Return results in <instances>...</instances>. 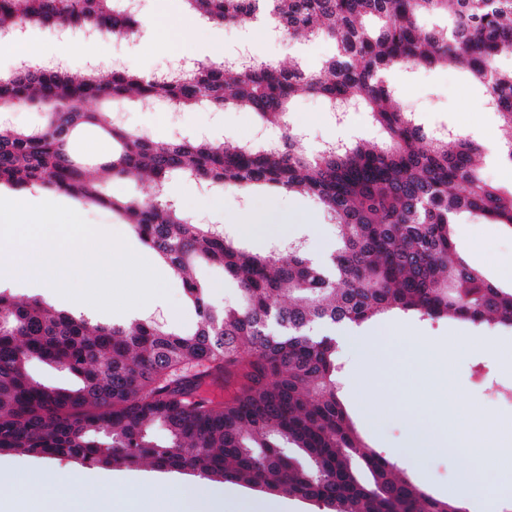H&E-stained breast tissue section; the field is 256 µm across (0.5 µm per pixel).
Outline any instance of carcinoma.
<instances>
[{
  "label": "carcinoma",
  "instance_id": "1",
  "mask_svg": "<svg viewBox=\"0 0 512 512\" xmlns=\"http://www.w3.org/2000/svg\"><path fill=\"white\" fill-rule=\"evenodd\" d=\"M217 25L277 22L283 34L326 39L315 70L264 61L229 69L201 62L170 78L114 69L72 76L60 68L0 77V109L43 113L34 129H0V185L40 187L108 207L179 276L197 321L179 331L154 321L92 324L0 290V452L75 457L89 466L149 460L163 469L313 500L325 512H466L435 498L359 436L340 395L338 325L395 310L512 329V285L489 279L458 251L461 214L512 229V190L489 183L485 149L448 128L427 133L400 105L396 67L454 66L483 90L512 169V0H183ZM96 30L133 35L139 21L118 0H0V28ZM316 93L334 112H370L387 139L295 148L290 100ZM135 97L182 108H246L280 128L274 149L194 138L164 145L111 113L87 107ZM93 129L116 150L111 178H189L239 191L266 186L316 197L337 246L325 262L292 241L251 253L157 193L116 198L88 172L74 137ZM219 265L238 286L215 304L193 268ZM39 361L78 379L58 388L31 377ZM160 427L166 440L154 439ZM290 448L286 454L283 449Z\"/></svg>",
  "mask_w": 512,
  "mask_h": 512
}]
</instances>
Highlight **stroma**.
<instances>
[{
  "label": "stroma",
  "instance_id": "obj_1",
  "mask_svg": "<svg viewBox=\"0 0 512 512\" xmlns=\"http://www.w3.org/2000/svg\"><path fill=\"white\" fill-rule=\"evenodd\" d=\"M184 10L182 0H174L152 40L146 41L139 36H110L108 55L93 62L87 58L91 40L78 30L64 33L40 26L30 27L25 32L22 51L52 58L58 43L64 41L69 47L68 72L82 73L92 69L103 76L117 67L149 75L186 70L203 61H223L244 46L257 59L283 65L299 62L315 69L333 51L331 42L303 36L268 33L261 40L251 41L243 27L219 26L200 18L186 26L182 23ZM392 83L398 88L407 111L416 113L424 128L448 126L484 145L499 142L501 130L496 115L484 108L481 88L459 69L451 66L400 69L393 72ZM118 110L124 126L143 132L158 142L189 139L204 133L216 141L234 139L259 144L269 135L253 112L237 108L213 111L200 106L182 110L163 105L147 110L128 99ZM290 122L302 132L296 142L297 149L307 153L316 152L328 141L358 138L365 143H377L384 137L369 112L356 109L340 119L331 112L328 103L316 95L304 94L293 100ZM106 187L111 195L118 197L148 196L163 191L194 220L222 228L254 252L262 253L272 246L300 239L310 255L325 259L336 247L335 225L329 223L317 201L303 193L267 187L242 193L179 175L169 177L161 189L145 177L111 179ZM30 194L55 203L77 204L82 217L89 223L112 228L124 237L131 249L144 247L124 218L108 208L91 203L78 204L71 196L38 187L32 188ZM459 221L458 250L492 279L507 280L502 264L512 258V229L484 224L465 214L460 215ZM159 274L165 282L166 292L155 297L153 307L142 311V319L156 321L172 330L191 327L196 316L181 280L165 266L160 268ZM5 289L16 298H37L54 308L84 316L94 324L125 320L120 312L76 306L69 297L53 288H38L22 280H11ZM368 329L370 341L384 350L381 384L374 397L390 409L391 415L378 432H371L364 425L359 431L369 447L397 461L400 471L428 493L438 498L447 497L460 472L471 467V460L449 454L431 457L421 463L399 454L412 425L403 412L415 401L403 379L412 362V344L424 339L436 347L454 348L453 382L457 400L473 407L481 418L492 421L504 418L512 409L503 402L506 395L512 394V367H504V354L500 349L501 344L512 345V330L456 319L423 320L402 313L370 322ZM5 458L15 467L14 488L0 494V512H49L54 497L51 487L32 482L40 467L46 465V458L22 451L6 453ZM108 472L115 476L148 479L159 491L185 483L200 485L204 482L203 477L192 473L163 470L148 463L112 466Z\"/></svg>",
  "mask_w": 512,
  "mask_h": 512
}]
</instances>
